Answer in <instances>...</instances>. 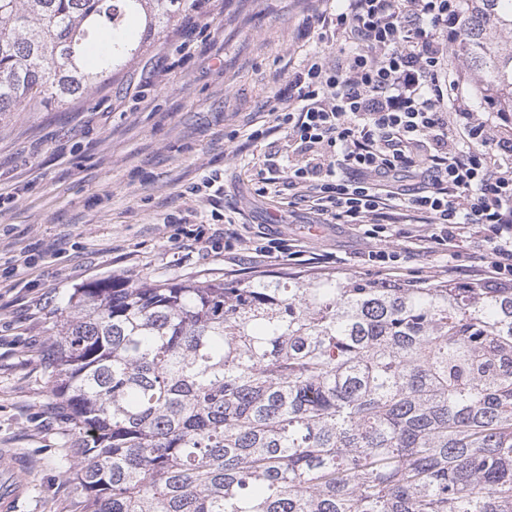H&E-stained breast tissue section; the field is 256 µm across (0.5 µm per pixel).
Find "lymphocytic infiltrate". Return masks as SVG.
<instances>
[{
  "label": "lymphocytic infiltrate",
  "instance_id": "f902f5d3",
  "mask_svg": "<svg viewBox=\"0 0 512 512\" xmlns=\"http://www.w3.org/2000/svg\"><path fill=\"white\" fill-rule=\"evenodd\" d=\"M461 16L462 0H343L329 23L349 53L309 54L272 113L300 158L289 189L357 226L379 274L401 267L393 225L415 221L430 252L479 235L489 277L512 283V132L478 118L448 68Z\"/></svg>",
  "mask_w": 512,
  "mask_h": 512
}]
</instances>
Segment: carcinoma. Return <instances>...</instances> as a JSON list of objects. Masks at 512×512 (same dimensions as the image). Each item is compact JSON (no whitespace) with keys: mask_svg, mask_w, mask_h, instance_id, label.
<instances>
[{"mask_svg":"<svg viewBox=\"0 0 512 512\" xmlns=\"http://www.w3.org/2000/svg\"><path fill=\"white\" fill-rule=\"evenodd\" d=\"M196 2L0 0V116L91 100ZM456 53L512 112V0H465ZM45 369L82 512H512V284L99 281Z\"/></svg>","mask_w":512,"mask_h":512,"instance_id":"obj_1","label":"carcinoma"}]
</instances>
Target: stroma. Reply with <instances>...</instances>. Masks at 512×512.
<instances>
[{"label": "stroma", "mask_w": 512, "mask_h": 512, "mask_svg": "<svg viewBox=\"0 0 512 512\" xmlns=\"http://www.w3.org/2000/svg\"><path fill=\"white\" fill-rule=\"evenodd\" d=\"M327 0H207L183 14L92 102L0 117V448L30 461L17 512H80L72 478L76 433L54 408L43 362L75 289L107 279H245L263 272L333 271L374 277L368 243L351 226L309 235L316 215L289 191L259 193L266 154L292 149L272 132L275 95L320 41ZM191 44L179 56L180 41ZM219 173L224 196L192 189ZM232 217L246 236L297 241L301 263L241 246L202 251L176 226ZM478 238L453 257L411 249L399 277L470 282L486 277Z\"/></svg>", "instance_id": "stroma-1"}]
</instances>
